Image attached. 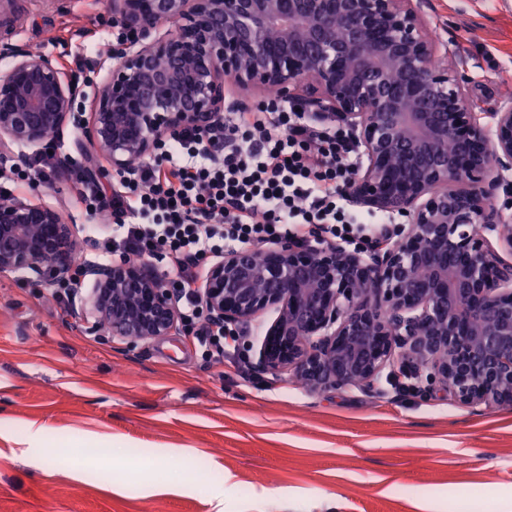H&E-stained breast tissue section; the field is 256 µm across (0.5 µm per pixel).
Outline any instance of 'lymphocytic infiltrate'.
<instances>
[{"label": "lymphocytic infiltrate", "instance_id": "1", "mask_svg": "<svg viewBox=\"0 0 512 512\" xmlns=\"http://www.w3.org/2000/svg\"><path fill=\"white\" fill-rule=\"evenodd\" d=\"M357 161L347 130L310 125L271 91L256 110L225 113L222 127L185 133L155 159L134 160L132 177L89 183L74 158L67 170L86 211L112 216L106 255L166 261L198 341L221 352L235 338L205 320L197 293L208 256L323 235L348 245L384 240L390 216L348 204ZM57 170L48 154L0 158V180L16 188Z\"/></svg>", "mask_w": 512, "mask_h": 512}]
</instances>
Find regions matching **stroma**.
<instances>
[{
	"mask_svg": "<svg viewBox=\"0 0 512 512\" xmlns=\"http://www.w3.org/2000/svg\"><path fill=\"white\" fill-rule=\"evenodd\" d=\"M106 2L0 0V45L56 55L86 76L117 40ZM424 11L453 44L478 111L512 100V0H428ZM21 193L71 211L85 258L100 261L89 227L102 218L76 203L67 173ZM276 316L256 317L220 360L190 330L131 347L76 325L57 284L0 275V421L74 441L82 471L56 467L51 448L13 457L0 438V512H213L201 483L146 494L177 462L203 466L214 483L233 474L223 512H319L328 496L333 512H419L425 499L438 512H512V405L255 375V346ZM85 431L122 440L119 467L77 444Z\"/></svg>",
	"mask_w": 512,
	"mask_h": 512,
	"instance_id": "35a3bbf8",
	"label": "stroma"
}]
</instances>
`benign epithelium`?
Returning <instances> with one entry per match:
<instances>
[{"label": "benign epithelium", "instance_id": "obj_1", "mask_svg": "<svg viewBox=\"0 0 512 512\" xmlns=\"http://www.w3.org/2000/svg\"><path fill=\"white\" fill-rule=\"evenodd\" d=\"M425 0H107L127 41L107 78L79 81L50 54L15 45L0 79V148L42 147L70 126L86 174L122 173L192 128L275 89L316 123L347 128L360 164L348 198L407 218L362 255L321 238L224 252L198 292L212 323L248 333L262 311L256 374L293 369L313 389L372 387L462 404H512V102L486 120L455 49L432 36ZM508 202L496 205L498 193ZM57 207L0 205V273L83 286L74 319L129 344L170 336L174 289L146 260L87 262Z\"/></svg>", "mask_w": 512, "mask_h": 512}]
</instances>
